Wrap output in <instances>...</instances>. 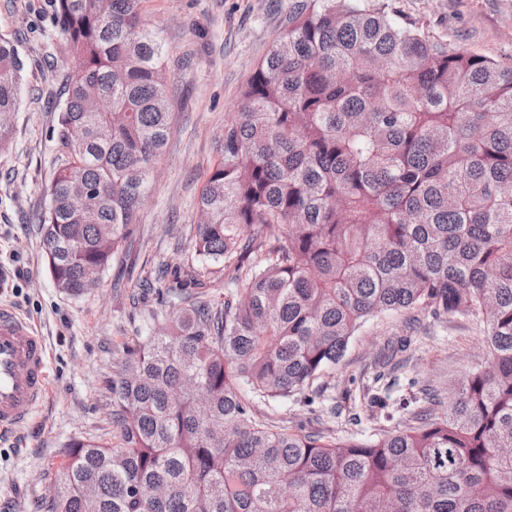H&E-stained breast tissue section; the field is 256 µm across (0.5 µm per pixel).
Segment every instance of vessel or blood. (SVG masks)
Returning a JSON list of instances; mask_svg holds the SVG:
<instances>
[{
	"mask_svg": "<svg viewBox=\"0 0 512 512\" xmlns=\"http://www.w3.org/2000/svg\"><path fill=\"white\" fill-rule=\"evenodd\" d=\"M49 387L46 345L31 325L0 308V432L26 421Z\"/></svg>",
	"mask_w": 512,
	"mask_h": 512,
	"instance_id": "vessel-or-blood-1",
	"label": "vessel or blood"
}]
</instances>
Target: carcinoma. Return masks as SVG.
<instances>
[{
    "label": "carcinoma",
    "mask_w": 512,
    "mask_h": 512,
    "mask_svg": "<svg viewBox=\"0 0 512 512\" xmlns=\"http://www.w3.org/2000/svg\"><path fill=\"white\" fill-rule=\"evenodd\" d=\"M143 0H56L60 164L42 252L79 296L133 246L171 134L166 49ZM23 62L0 37V151ZM215 140L193 225L205 286L152 310L112 372V439H75L43 512H512V65L375 0H294ZM86 186L82 212L70 192ZM464 318L487 349L414 423L362 443L257 420L301 398L388 313ZM405 345L378 358L381 371Z\"/></svg>",
    "instance_id": "carcinoma-1"
}]
</instances>
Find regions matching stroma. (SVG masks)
Segmentation results:
<instances>
[{
	"mask_svg": "<svg viewBox=\"0 0 512 512\" xmlns=\"http://www.w3.org/2000/svg\"><path fill=\"white\" fill-rule=\"evenodd\" d=\"M288 2L145 0L142 20L168 51L166 77L175 93L171 136L139 212L132 254L108 266L100 287L70 296L59 292L47 273L42 227L34 221L45 205L42 187L56 159L53 3L0 0V36L16 40L24 63L21 105L12 118L10 145L0 152V305L44 337L50 371V389L32 416L0 434V512H41L49 472L61 461L65 444L111 435L113 365L134 328L151 335L144 314L169 307L180 285L170 275L155 280V269L197 261L190 228L199 221L197 200L215 140L238 112L240 90L280 31ZM387 2L453 46L512 63V0ZM133 292L140 295L135 308L128 301ZM403 332L397 315L367 322L343 358L314 381L319 399L310 405L293 398L260 403L258 417L302 433L327 427L366 442L379 430L408 422L400 405L420 397L412 379L444 391L465 369L485 361L482 338L471 322L423 317L406 361L386 373L385 408L370 406L363 389L373 382L384 346Z\"/></svg>",
	"mask_w": 512,
	"mask_h": 512,
	"instance_id": "1",
	"label": "stroma"
}]
</instances>
